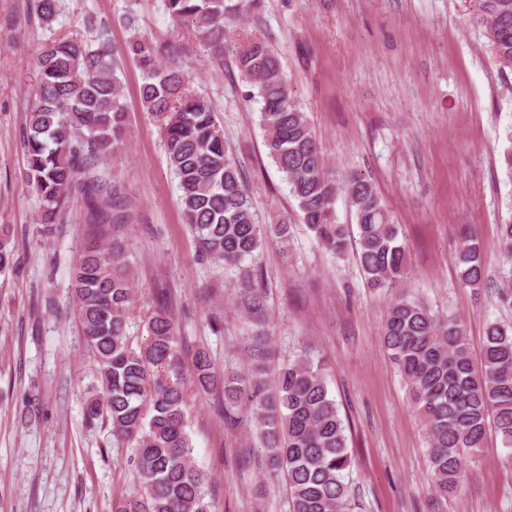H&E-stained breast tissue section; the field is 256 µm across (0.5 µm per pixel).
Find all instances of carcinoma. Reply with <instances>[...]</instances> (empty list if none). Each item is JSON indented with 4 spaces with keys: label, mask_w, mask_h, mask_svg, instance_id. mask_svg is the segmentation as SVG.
Segmentation results:
<instances>
[{
    "label": "carcinoma",
    "mask_w": 512,
    "mask_h": 512,
    "mask_svg": "<svg viewBox=\"0 0 512 512\" xmlns=\"http://www.w3.org/2000/svg\"><path fill=\"white\" fill-rule=\"evenodd\" d=\"M33 6L46 27L62 11L60 0H33ZM261 6L262 0H165L174 24L193 23L195 46L175 41L162 48L152 37L136 33L124 49L141 70V104L161 131L199 255L216 266L242 265L267 237H288L289 225L264 229L256 223L252 198L224 141L216 109L191 87L180 58L194 51L213 65L224 64L226 23ZM484 7L495 64L502 73L512 71V0H484ZM87 23L95 34L92 43L54 39L36 55L39 80L22 143L23 180L37 194L43 225L64 223L65 200L73 191L92 202V241L71 267L75 317L101 382L86 415L92 423L111 427L112 446L135 442L131 463L138 481V487L113 497L112 512H213L206 501L207 477L192 461L186 432L177 321L161 309L146 323V343H133L127 333L133 277L112 231L128 215L121 209L117 174L106 180L98 172L105 159H117L124 149L121 58L107 39V25L92 18ZM234 64L248 88L247 98L260 104L267 154L297 202L302 222L338 256L355 247L369 287H392L408 269L406 247L373 184L358 175L338 184L329 174L280 57L265 37L247 38L235 50ZM340 194L350 205L354 235L336 220ZM498 231L499 255L511 262L512 220ZM456 262L464 285L483 287L487 259L476 236L464 235ZM18 270L7 235L0 234V275ZM382 336L427 431L435 491L441 497L457 493L489 427L512 448V322L487 325L479 372L457 321L436 315L420 300H395ZM264 376L258 362L246 373H225L215 410L231 418L241 404L251 408L267 471L286 480L291 512H351L346 477L354 457L323 368L308 352L301 353L281 368L273 396L267 395ZM190 379L203 390L214 384L206 351L196 353Z\"/></svg>",
    "instance_id": "cac0c4a2"
}]
</instances>
